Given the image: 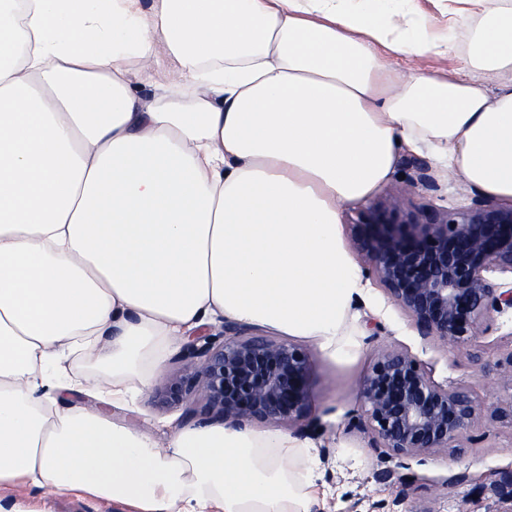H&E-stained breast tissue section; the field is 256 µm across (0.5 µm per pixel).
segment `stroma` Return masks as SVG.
I'll return each mask as SVG.
<instances>
[{
    "label": "stroma",
    "mask_w": 512,
    "mask_h": 512,
    "mask_svg": "<svg viewBox=\"0 0 512 512\" xmlns=\"http://www.w3.org/2000/svg\"><path fill=\"white\" fill-rule=\"evenodd\" d=\"M473 188L454 178L437 176L432 188L409 195L407 210L421 206L455 211L470 205ZM371 306L361 308L354 328L364 347L353 361L340 364L308 345L313 365L311 415L318 420L311 439L322 461L316 494L318 512H498L500 504L489 486L495 473L512 469V423L490 418L487 410L512 399V388L501 384L495 364L512 353V312L490 313L488 332L461 348L422 339L407 314L382 288L371 286ZM378 324L366 327L367 320ZM403 348L427 363L434 380L443 385L475 388L486 410L468 431L462 448H438L414 459L398 461L373 448L358 427L359 389L381 350ZM184 375L175 355H168L154 372L149 386L120 402L101 404L114 423L134 426L163 439L166 432L185 425L187 412L203 417L207 396L195 387L182 400L171 401L168 390ZM462 474L466 481L451 484ZM0 504L19 512H135L109 501H94L70 493L44 498L20 485L0 487Z\"/></svg>",
    "instance_id": "1"
}]
</instances>
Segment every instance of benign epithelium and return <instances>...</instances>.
<instances>
[{"instance_id":"benign-epithelium-1","label":"benign epithelium","mask_w":512,"mask_h":512,"mask_svg":"<svg viewBox=\"0 0 512 512\" xmlns=\"http://www.w3.org/2000/svg\"><path fill=\"white\" fill-rule=\"evenodd\" d=\"M417 178L389 193L385 204L359 214L354 245L372 279L401 307L423 339L463 345L490 329L487 315L512 310V282L493 287L491 277L512 276V205L475 197L463 209L405 211L417 184L434 181L421 162ZM178 359L187 380L171 388L179 399L200 380L209 421L242 427L249 422L313 426L310 416L311 361L293 343L246 335L226 322L217 333L193 330ZM358 426L373 447L397 459L421 456L460 443L483 402L465 385L436 382L428 366L410 352L378 354L360 388ZM512 505V470L492 484Z\"/></svg>"}]
</instances>
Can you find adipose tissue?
Listing matches in <instances>:
<instances>
[{
  "instance_id": "1",
  "label": "adipose tissue",
  "mask_w": 512,
  "mask_h": 512,
  "mask_svg": "<svg viewBox=\"0 0 512 512\" xmlns=\"http://www.w3.org/2000/svg\"><path fill=\"white\" fill-rule=\"evenodd\" d=\"M390 0H0V485L139 512H312L313 443L185 428L157 442L55 406L79 352L94 397L146 388L190 331L227 319L335 362L367 301L340 211L398 156L512 199V0H458L445 35ZM448 77L395 55L455 53ZM180 65L150 96L136 58ZM99 373V368L84 356H71L60 360L54 367L56 377L87 384L94 382Z\"/></svg>"
}]
</instances>
